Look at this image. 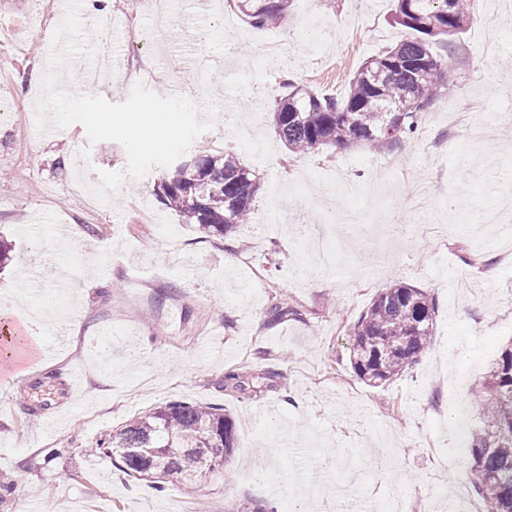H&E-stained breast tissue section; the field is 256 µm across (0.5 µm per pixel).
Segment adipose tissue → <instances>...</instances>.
<instances>
[{
  "instance_id": "adipose-tissue-1",
  "label": "adipose tissue",
  "mask_w": 512,
  "mask_h": 512,
  "mask_svg": "<svg viewBox=\"0 0 512 512\" xmlns=\"http://www.w3.org/2000/svg\"><path fill=\"white\" fill-rule=\"evenodd\" d=\"M42 350L29 329L27 311L17 305L0 306V372L19 377L32 368Z\"/></svg>"
}]
</instances>
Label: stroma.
<instances>
[{
  "mask_svg": "<svg viewBox=\"0 0 512 512\" xmlns=\"http://www.w3.org/2000/svg\"><path fill=\"white\" fill-rule=\"evenodd\" d=\"M479 0L466 30L433 50L452 94L419 115L400 147L288 150L272 109L288 83L343 95L368 58L403 29L391 0H292L286 26L256 28L232 7L162 0L172 24L152 37L147 0H84L86 34L129 54L110 86L136 83L212 96L215 126L189 155L229 151L260 190L231 237L192 231L156 196L163 168L90 203L99 171L127 163L115 141L90 143L74 123L41 137L37 100L65 0H0V281L43 317L34 370L0 376V512H228L256 499L276 512H458L473 495L460 417L484 416L473 390L512 343V13ZM88 160H81V152ZM78 226L71 250L56 225ZM79 283L80 292L70 289ZM404 282L436 302L433 344L403 376L371 386L354 372L348 327L381 289ZM52 309H45V302ZM281 302L288 317L271 322ZM263 374L260 387L225 382ZM174 400L217 405L239 428L229 476L158 490L86 447ZM389 470L394 489L378 481Z\"/></svg>",
  "mask_w": 512,
  "mask_h": 512,
  "instance_id": "35a3bbf8",
  "label": "stroma"
}]
</instances>
